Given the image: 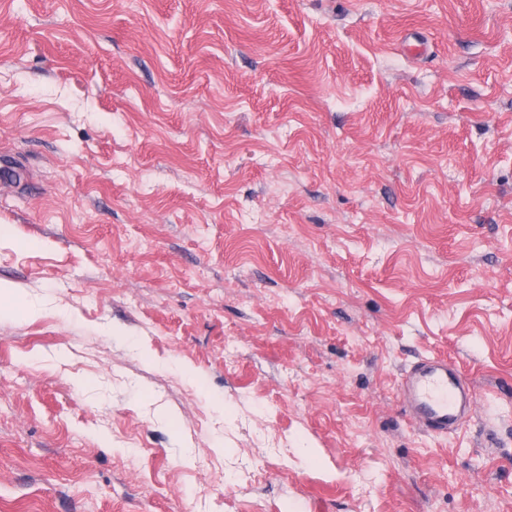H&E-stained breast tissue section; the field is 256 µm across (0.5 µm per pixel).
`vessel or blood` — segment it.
Returning <instances> with one entry per match:
<instances>
[{"label": "vessel or blood", "instance_id": "1", "mask_svg": "<svg viewBox=\"0 0 512 512\" xmlns=\"http://www.w3.org/2000/svg\"><path fill=\"white\" fill-rule=\"evenodd\" d=\"M402 403L421 429L445 434L462 427V410L472 407L474 396L456 376L447 359L420 360L400 382Z\"/></svg>", "mask_w": 512, "mask_h": 512}]
</instances>
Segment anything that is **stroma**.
<instances>
[{
	"mask_svg": "<svg viewBox=\"0 0 512 512\" xmlns=\"http://www.w3.org/2000/svg\"><path fill=\"white\" fill-rule=\"evenodd\" d=\"M1 162L0 512H512V0H0ZM465 384L447 358L421 359L403 376L400 395L418 427L433 434H447L463 426L462 412L474 403L470 390L462 393Z\"/></svg>",
	"mask_w": 512,
	"mask_h": 512,
	"instance_id": "obj_1",
	"label": "stroma"
}]
</instances>
